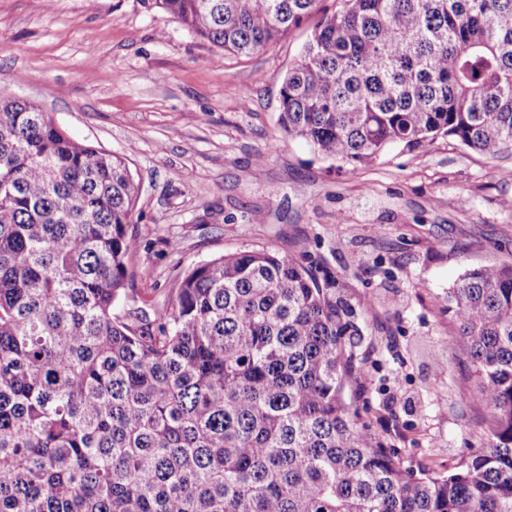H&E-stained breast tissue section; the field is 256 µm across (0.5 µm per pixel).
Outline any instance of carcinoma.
<instances>
[{"mask_svg":"<svg viewBox=\"0 0 512 512\" xmlns=\"http://www.w3.org/2000/svg\"><path fill=\"white\" fill-rule=\"evenodd\" d=\"M248 56L318 0H141ZM281 80L280 124L370 163L442 135L512 151V0H340ZM140 182L0 95V512H512V263L448 289L490 446L416 474L351 409L336 281L266 250L125 309Z\"/></svg>","mask_w":512,"mask_h":512,"instance_id":"obj_1","label":"carcinoma"}]
</instances>
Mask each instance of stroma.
Wrapping results in <instances>:
<instances>
[{
    "label": "stroma",
    "instance_id": "obj_1",
    "mask_svg": "<svg viewBox=\"0 0 512 512\" xmlns=\"http://www.w3.org/2000/svg\"><path fill=\"white\" fill-rule=\"evenodd\" d=\"M338 7L320 0L280 41L222 57L140 0H0V93L128 158L140 248L121 307L163 303L175 268L228 253L295 259L349 312L361 422L414 472L445 473L490 445L446 295L465 270L512 260V154L439 137L351 166L288 137L281 77Z\"/></svg>",
    "mask_w": 512,
    "mask_h": 512
}]
</instances>
